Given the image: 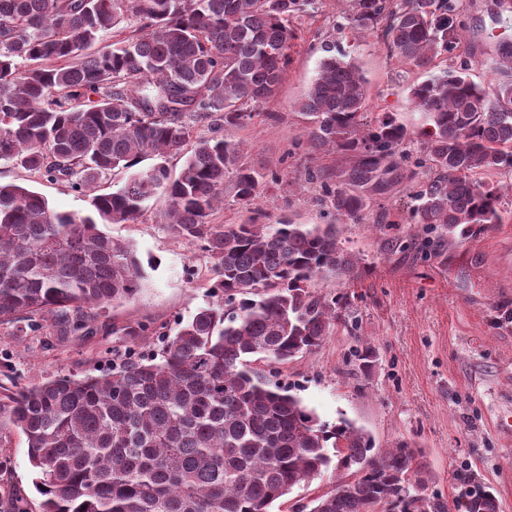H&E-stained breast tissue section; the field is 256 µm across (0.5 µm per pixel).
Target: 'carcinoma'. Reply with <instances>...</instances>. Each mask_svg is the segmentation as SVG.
<instances>
[{"instance_id": "carcinoma-1", "label": "carcinoma", "mask_w": 512, "mask_h": 512, "mask_svg": "<svg viewBox=\"0 0 512 512\" xmlns=\"http://www.w3.org/2000/svg\"><path fill=\"white\" fill-rule=\"evenodd\" d=\"M321 0H0V161L90 196L91 213H57L38 193L0 185V324L70 337L163 336L148 322L107 320L133 300L144 271L133 245L102 227L132 224L162 195L168 228L210 259L221 299L178 322L151 356L128 350L100 375L63 374L0 391V445L17 430L36 469L41 512H270L330 466L344 473L316 512H448L409 493L421 453L403 440L373 455L371 436L329 426L267 374L317 350L347 324L359 259L335 224L269 222L255 205L279 182L243 161V128L274 99L304 17ZM351 20L390 55L427 71L409 89L425 157L411 162L408 129L368 116L367 80L334 43L298 102L308 150L342 153L337 176L310 172L320 204L366 221L381 176L414 181L410 219L451 234L504 221L501 177L512 172V51L501 48L492 89L471 78L455 0H350ZM124 20L137 35L103 44ZM448 68L436 71V61ZM213 136H193L196 124ZM145 156L159 159L147 169ZM183 159L173 177L167 158ZM130 172L112 192L103 175ZM250 207L214 224L226 177ZM262 363L269 373L255 368ZM463 512H498L477 487Z\"/></svg>"}]
</instances>
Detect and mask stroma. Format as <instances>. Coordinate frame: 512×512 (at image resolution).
<instances>
[{"mask_svg": "<svg viewBox=\"0 0 512 512\" xmlns=\"http://www.w3.org/2000/svg\"><path fill=\"white\" fill-rule=\"evenodd\" d=\"M457 6L472 44L473 78L490 85L494 62L486 52L493 43L512 42V12L501 10L496 0H457ZM327 33L365 75L369 112H390L404 124L413 122L408 92L424 80V72L359 34L347 0H322L319 12L305 20L288 75L264 116L234 132L245 143V162L280 177L259 198L274 220L331 222L306 173L333 172L348 164L344 156L313 155L298 144L303 124L296 104L314 77ZM0 183L25 186L61 213L83 215L91 209L89 197L66 183L5 162H0ZM408 191L404 183L394 187L375 197L365 223L341 225L342 245L360 257L364 271L352 283L325 281L321 287L326 293H347L356 322L333 330L315 352L282 365L277 380L321 422L349 419L373 437L377 449L401 439L412 443L426 467L411 494L450 504L482 485L496 495L499 512H512V435L499 426L501 419L512 418V222L473 228L437 253L430 245L436 231L380 220L381 214L397 210ZM106 230L134 246L145 272L138 297L110 309L111 323L147 320L172 330L208 305L211 263L169 231L164 198L150 201L139 223L110 224ZM388 241L393 244L389 250L384 247ZM161 342V337L143 336L131 345L111 335L58 343L39 332L22 336L16 325H0V385L16 389L69 372L92 374L109 367L127 346L150 354ZM366 343L378 358L368 373L357 357ZM0 454L11 462L0 472V490L6 492L0 512H12L16 500L27 512H40L42 497L24 436L13 433Z\"/></svg>", "mask_w": 512, "mask_h": 512, "instance_id": "stroma-1", "label": "stroma"}]
</instances>
